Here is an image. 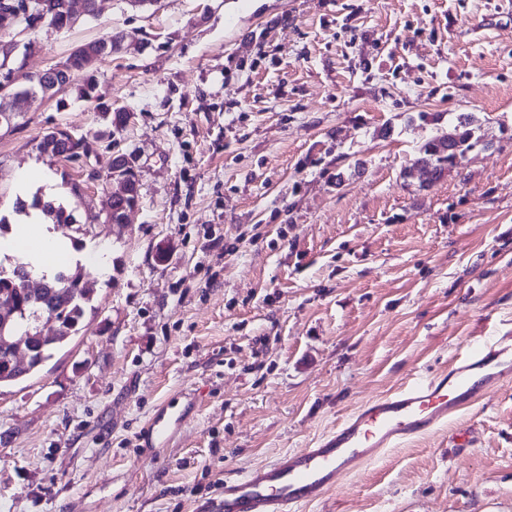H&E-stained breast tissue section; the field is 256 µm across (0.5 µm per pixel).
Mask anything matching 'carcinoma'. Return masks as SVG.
I'll return each instance as SVG.
<instances>
[{
	"mask_svg": "<svg viewBox=\"0 0 512 512\" xmlns=\"http://www.w3.org/2000/svg\"><path fill=\"white\" fill-rule=\"evenodd\" d=\"M98 42L92 41L76 47L80 55L74 60V69L88 72L87 84L84 89L86 95H91L95 89V74L93 66L87 64L88 57L96 49ZM456 134L459 144L460 158L475 149L480 138V126L474 124V119L461 114L456 123L448 128ZM81 142L67 139L58 144L53 133L44 135L38 148L63 160H71L81 156ZM421 162L431 168L436 177L459 165L455 157L442 150L437 141L427 142L423 148ZM140 198V182H130L129 194L111 201V208L120 211L130 206V203ZM32 207L41 212L54 223L74 228V232L83 236L98 237L93 226L80 223L75 216L76 208L66 207L54 200L36 199ZM17 263L26 265L33 276H41L52 284L50 288H24L9 271H4L0 265V305L8 307L13 313L12 318L3 329L0 338V387L14 384L36 372L51 356L55 349L66 342L70 337L77 335L84 328L86 311L94 309L92 305L94 288L89 280L80 271L73 273L57 271L49 276L39 273L40 265L35 263L28 255L17 256ZM47 319L54 322L55 332L44 335L39 330L40 320ZM29 333V355L25 363L14 361L11 346L4 342L16 334Z\"/></svg>",
	"mask_w": 512,
	"mask_h": 512,
	"instance_id": "1",
	"label": "carcinoma"
}]
</instances>
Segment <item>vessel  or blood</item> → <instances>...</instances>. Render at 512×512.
I'll return each instance as SVG.
<instances>
[{
	"mask_svg": "<svg viewBox=\"0 0 512 512\" xmlns=\"http://www.w3.org/2000/svg\"><path fill=\"white\" fill-rule=\"evenodd\" d=\"M512 388V332L478 342L437 375H422L396 391L365 401L313 447L221 483L196 512H293L320 501L340 476L353 473L390 448L428 434L462 408ZM189 406L163 403L142 430L147 447H168Z\"/></svg>",
	"mask_w": 512,
	"mask_h": 512,
	"instance_id": "vessel-or-blood-1",
	"label": "vessel or blood"
}]
</instances>
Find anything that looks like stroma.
<instances>
[{"label":"stroma","instance_id":"1","mask_svg":"<svg viewBox=\"0 0 512 512\" xmlns=\"http://www.w3.org/2000/svg\"><path fill=\"white\" fill-rule=\"evenodd\" d=\"M97 87L19 101L0 129V215L28 164L85 185L130 156L140 201L84 239L86 326L0 388V512H194L369 398L512 330V7L506 0H104L70 29L0 19L38 74L109 32ZM118 112L134 113L117 126ZM489 149L434 181L413 170L449 114ZM63 128L87 161L39 152ZM224 250H210L214 238ZM196 402L169 448L138 434L166 398ZM294 512H512V390L344 475Z\"/></svg>","mask_w":512,"mask_h":512}]
</instances>
